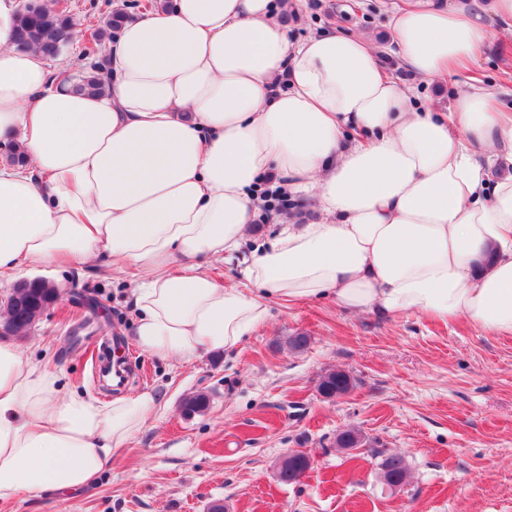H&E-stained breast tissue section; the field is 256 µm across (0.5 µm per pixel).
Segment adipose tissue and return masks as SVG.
<instances>
[{
	"mask_svg": "<svg viewBox=\"0 0 512 512\" xmlns=\"http://www.w3.org/2000/svg\"><path fill=\"white\" fill-rule=\"evenodd\" d=\"M297 2L157 0L105 44L112 81L91 97L15 49V0H0V136L21 133L25 155L0 164V277L129 269L135 342L167 362L234 349L272 299L512 334V175L493 172L512 167V113L470 84L450 111L417 102L364 34L289 44ZM486 14L512 21V0H394L401 59L452 78L489 39ZM268 180L318 217L263 243L251 215ZM198 255L240 258L245 287ZM157 407L69 393L0 343V502L93 484Z\"/></svg>",
	"mask_w": 512,
	"mask_h": 512,
	"instance_id": "obj_1",
	"label": "adipose tissue"
}]
</instances>
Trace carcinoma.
Instances as JSON below:
<instances>
[{"mask_svg": "<svg viewBox=\"0 0 512 512\" xmlns=\"http://www.w3.org/2000/svg\"><path fill=\"white\" fill-rule=\"evenodd\" d=\"M126 20V14L117 10L111 13L98 28L95 41L118 29ZM74 21L67 11L57 4H45L38 0L35 10L21 9L17 13L15 24L14 45L20 51L32 48L39 50L46 58L56 59L72 42ZM64 80L71 83L72 88L88 96L102 94L106 89V79L103 65L93 62L83 69L67 71ZM57 297L54 288L46 287V280H38V285L19 283L7 299L5 309L8 317L3 320L6 324L5 334L11 337L27 335L32 325ZM354 387L353 378L344 371L334 370L322 376L319 389L322 394L331 398L336 394H346ZM209 399L205 394H197L188 398L182 405L184 414L191 416L206 410ZM365 438L354 429H346L336 435V447L357 448L363 445ZM409 476L407 460L396 454L384 457L380 463V478L388 487H402Z\"/></svg>", "mask_w": 512, "mask_h": 512, "instance_id": "carcinoma-1", "label": "carcinoma"}]
</instances>
